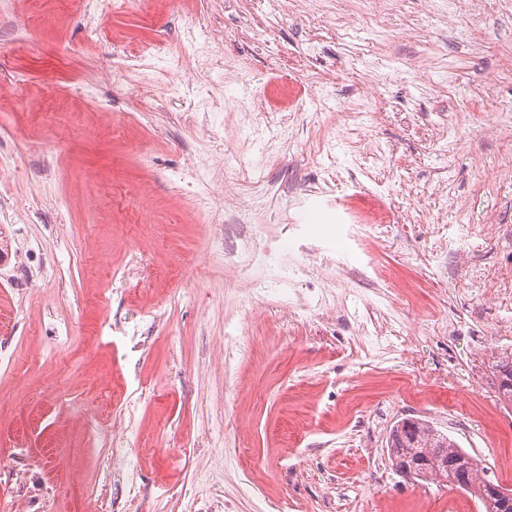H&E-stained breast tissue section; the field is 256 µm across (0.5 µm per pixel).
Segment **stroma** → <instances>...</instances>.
Returning <instances> with one entry per match:
<instances>
[{"instance_id": "1", "label": "stroma", "mask_w": 512, "mask_h": 512, "mask_svg": "<svg viewBox=\"0 0 512 512\" xmlns=\"http://www.w3.org/2000/svg\"><path fill=\"white\" fill-rule=\"evenodd\" d=\"M462 23L0 0V512H459L417 418L512 487V0ZM491 368L497 373L498 378L502 376L503 370L507 369L509 374L506 376L511 381V385L507 388L503 387L500 383L498 385L499 399L508 402L512 405V352L504 350L498 356L494 357Z\"/></svg>"}]
</instances>
